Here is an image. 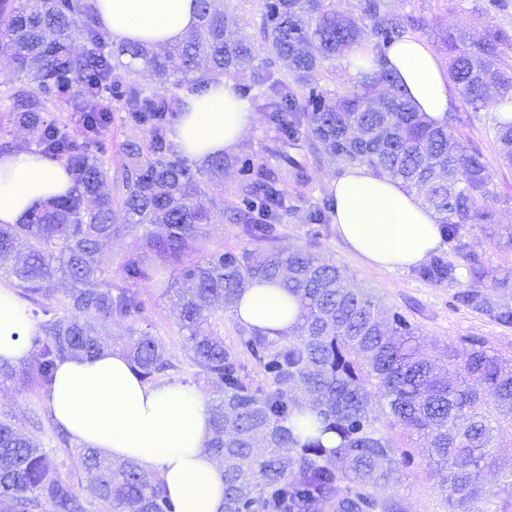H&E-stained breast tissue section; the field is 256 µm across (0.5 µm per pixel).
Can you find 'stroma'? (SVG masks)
<instances>
[{
    "instance_id": "35a3bbf8",
    "label": "stroma",
    "mask_w": 512,
    "mask_h": 512,
    "mask_svg": "<svg viewBox=\"0 0 512 512\" xmlns=\"http://www.w3.org/2000/svg\"><path fill=\"white\" fill-rule=\"evenodd\" d=\"M263 4L264 0H224L230 36L258 38ZM386 5L389 13L424 20V28L414 30L413 35L427 43L443 63L448 54L439 40L442 30L464 27L476 36L489 29L512 34V0H386ZM108 109L112 124L103 139L102 156L116 169L122 164L123 144L145 138L146 131L129 124L116 101H109ZM492 123V113L484 112L479 120L456 128L463 139L482 151L492 176L481 206L492 212L496 221L469 228L472 247L484 262L486 275L480 282L484 288L501 279L512 281V167L503 165L498 158L490 131ZM293 155L306 167L309 181L288 186L286 209L274 241L277 249L288 253L303 248L333 261L354 287L407 316L418 327L428 354L457 343L459 337L482 336L500 354L512 356V328L499 327L480 313L453 306L451 286L419 281L408 267L386 270L366 266L342 241L335 224L322 228L311 224L309 210L321 199L330 198L331 183L344 166L321 151L311 154L297 149ZM250 245L241 225L217 216L206 226L203 236L190 242L187 253L198 258L219 248L239 251ZM168 280V272L161 270L138 281L137 287L152 309V333L162 339L167 357L178 362L184 358V340L165 290ZM3 416L10 417L40 447L52 450L62 476L82 474L79 445L54 421L46 394L33 379L19 376L0 383V417ZM413 455V466L388 475L379 496L399 502L402 512H448L443 495L427 473L423 449H414Z\"/></svg>"
}]
</instances>
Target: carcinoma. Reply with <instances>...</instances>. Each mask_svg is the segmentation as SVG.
Returning a JSON list of instances; mask_svg holds the SVG:
<instances>
[{
    "instance_id": "carcinoma-1",
    "label": "carcinoma",
    "mask_w": 512,
    "mask_h": 512,
    "mask_svg": "<svg viewBox=\"0 0 512 512\" xmlns=\"http://www.w3.org/2000/svg\"><path fill=\"white\" fill-rule=\"evenodd\" d=\"M197 17L181 41L158 52L108 40L96 0H0V60L20 82L0 116V151L10 150L5 137L22 127L38 152L63 164L73 180L67 195L26 222L0 225V270L37 307L33 314L44 316L30 362L0 361V379L22 373L49 389L59 361L91 358L105 348L112 321L131 323L127 353L143 379L153 382L178 369L149 331L151 309L133 287L148 276L150 253L173 272L166 292L173 294L176 326L185 336L186 364L211 396L207 447L224 470V512H398L377 489L388 473L414 463L410 448L417 441L426 446L452 512H471L486 495L483 471L505 465L488 401L512 405V357L483 336H462L443 363L428 361L416 328L349 287L334 263L305 249L285 254L266 247L284 211L288 170L304 178L298 161L278 146L267 159H234L246 183L234 219L258 247L189 258L186 242L224 204L219 176L229 160L211 156L196 168L171 151L168 128L182 100L166 94V85L203 87L224 74L254 71L264 119L279 142L322 148L334 161L399 179L435 210L448 252L431 255L413 274L437 285L484 274L467 240L468 226L495 223L481 207L490 184L484 154L453 125L418 111L386 70L363 75L342 93L308 82L363 42L385 46L403 35L407 22L386 14L383 0H357L350 13L328 8L325 0H266L259 24L264 62L252 39L225 37L218 0H197ZM439 39L448 52V81L472 110L455 117L458 123L512 101V56L504 51L511 36L490 30L475 42L452 29ZM274 58L288 62L291 81L270 69ZM138 63L155 86L139 82ZM105 92L132 125L149 133L123 145L116 178L101 158L111 124V113L98 107ZM53 108L76 114L81 134L46 118ZM493 134L498 157L512 166V120L494 119ZM140 227L142 246L112 279L102 267L103 243ZM59 276L69 283L61 299ZM259 278L279 281L297 296L298 322L279 340L243 326L229 344L215 339L217 323ZM498 291V303L473 285L452 299L512 328V284L503 281ZM246 357L260 367L263 381L246 373ZM297 393L319 424L318 435L303 443L287 426L299 408ZM384 420L401 428L400 437L383 431ZM327 433L336 435V447L323 445ZM82 456L92 474L86 483L61 476L46 449L1 418L0 503L9 504L8 512H175L153 471L133 461L115 468L93 448L82 449Z\"/></svg>"
}]
</instances>
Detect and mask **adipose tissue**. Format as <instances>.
Listing matches in <instances>:
<instances>
[{"label":"adipose tissue","instance_id":"adipose-tissue-1","mask_svg":"<svg viewBox=\"0 0 512 512\" xmlns=\"http://www.w3.org/2000/svg\"><path fill=\"white\" fill-rule=\"evenodd\" d=\"M103 32L117 41L166 46L197 21L196 0H97ZM351 75L385 69L426 116L445 120L454 98L430 47L406 36L388 46H363L344 60ZM252 101L221 77L189 95L169 137L180 154L201 161L233 151L249 134ZM72 182L58 162L29 150L0 156V224H20ZM333 222L340 238L372 268L424 262L439 248L437 213L400 181L351 165L333 181ZM299 303L276 282L257 279L241 294L235 319L269 338L287 334ZM33 323L15 289L0 282V359L25 360ZM47 404L77 444L116 462L133 460L158 472L176 512H224V476L207 448L211 407L194 385L167 378L147 382L118 348L59 362Z\"/></svg>","mask_w":512,"mask_h":512}]
</instances>
